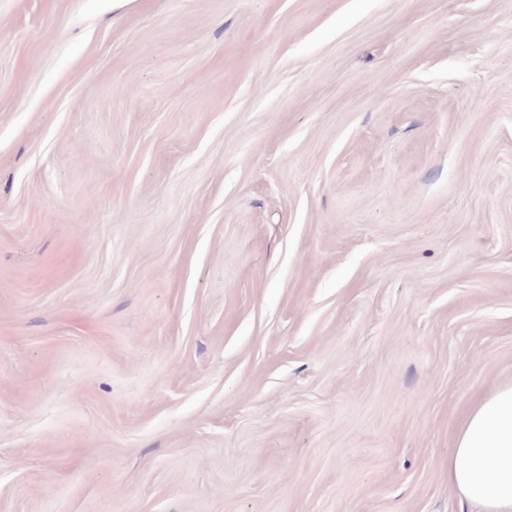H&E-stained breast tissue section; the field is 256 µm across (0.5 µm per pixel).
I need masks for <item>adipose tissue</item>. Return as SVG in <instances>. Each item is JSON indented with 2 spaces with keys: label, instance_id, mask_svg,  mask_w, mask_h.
Instances as JSON below:
<instances>
[{
  "label": "adipose tissue",
  "instance_id": "obj_1",
  "mask_svg": "<svg viewBox=\"0 0 512 512\" xmlns=\"http://www.w3.org/2000/svg\"><path fill=\"white\" fill-rule=\"evenodd\" d=\"M448 482L479 512H512V384L468 410L453 437Z\"/></svg>",
  "mask_w": 512,
  "mask_h": 512
}]
</instances>
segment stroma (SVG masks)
Returning a JSON list of instances; mask_svg holds the SVG:
<instances>
[{
	"label": "stroma",
	"mask_w": 512,
	"mask_h": 512,
	"mask_svg": "<svg viewBox=\"0 0 512 512\" xmlns=\"http://www.w3.org/2000/svg\"><path fill=\"white\" fill-rule=\"evenodd\" d=\"M512 382V0H0V512H471ZM448 483L479 511H512V384L485 393L453 437Z\"/></svg>",
	"instance_id": "obj_1"
}]
</instances>
